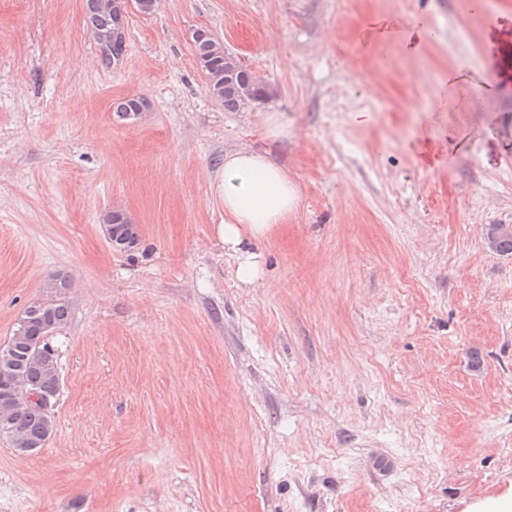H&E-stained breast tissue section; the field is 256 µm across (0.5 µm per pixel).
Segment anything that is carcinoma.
<instances>
[{
	"instance_id": "obj_1",
	"label": "carcinoma",
	"mask_w": 512,
	"mask_h": 512,
	"mask_svg": "<svg viewBox=\"0 0 512 512\" xmlns=\"http://www.w3.org/2000/svg\"><path fill=\"white\" fill-rule=\"evenodd\" d=\"M85 11L95 35L105 33L115 27V18L106 7V0H85ZM126 40L119 36L112 39V47L100 48L102 62L116 65L125 53ZM194 53L198 65L205 76L206 89L211 98L224 107L227 112H238L249 104L263 102L269 97V88L257 81L248 79L243 73L224 74V56L217 52L215 44L218 40L210 35L206 38L193 39ZM146 106L142 97H128L113 103V112L121 116L128 112L137 113ZM110 240L124 243L123 251L127 252L138 245L139 236L136 225L126 223L118 216L112 217L107 225ZM487 235L497 239L494 250L499 253H512V227L505 224H493L488 228ZM71 307L66 299H58L49 311V319L57 329H64L70 319ZM42 343L48 349V355L35 360L19 363L18 374L28 386L40 397L50 401L56 399L59 392V380L56 356L50 349V337L44 335L43 326L22 315L8 341L0 347V372L4 367L16 363L19 352L26 351L32 343ZM55 429L53 417H46L37 410V405L30 407L16 406L0 395V435L6 436L13 448L20 453L31 452L42 447L51 437Z\"/></svg>"
}]
</instances>
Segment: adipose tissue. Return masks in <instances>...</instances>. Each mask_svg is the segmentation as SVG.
I'll use <instances>...</instances> for the list:
<instances>
[{
	"label": "adipose tissue",
	"mask_w": 512,
	"mask_h": 512,
	"mask_svg": "<svg viewBox=\"0 0 512 512\" xmlns=\"http://www.w3.org/2000/svg\"><path fill=\"white\" fill-rule=\"evenodd\" d=\"M224 222L216 236L233 258L237 280L248 287L264 276L263 245L274 225L297 207L296 184L270 150L236 149L225 153L219 186Z\"/></svg>",
	"instance_id": "ef3b65f1"
}]
</instances>
